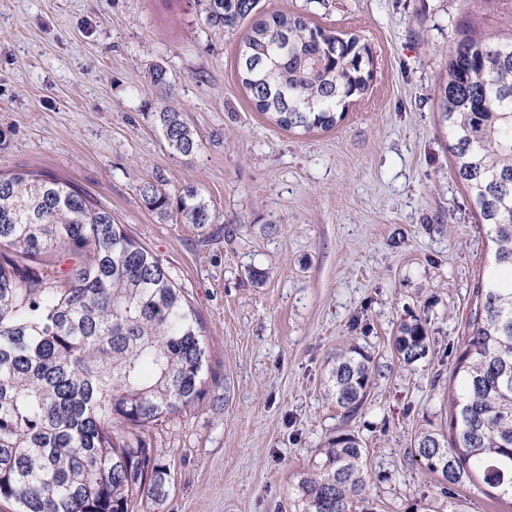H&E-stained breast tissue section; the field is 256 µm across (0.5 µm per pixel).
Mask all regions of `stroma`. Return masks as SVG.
I'll list each match as a JSON object with an SVG mask.
<instances>
[{"label":"stroma","instance_id":"35a3bbf8","mask_svg":"<svg viewBox=\"0 0 512 512\" xmlns=\"http://www.w3.org/2000/svg\"><path fill=\"white\" fill-rule=\"evenodd\" d=\"M205 4L0 0V172L69 181L110 210L202 322L210 384L147 429L170 480L138 512H283L294 476L344 428L368 450L371 512H441L449 498L410 449L449 419L493 244L454 176L435 89L461 28L512 36V0H259L258 15L299 13L372 50L368 95L306 133L254 109L237 77L245 29L210 27ZM170 101L200 142L191 156L154 122ZM147 182L173 200L195 185L211 224L149 208ZM416 319L430 349L407 366L393 338ZM353 341L388 370L346 423L325 380Z\"/></svg>","mask_w":512,"mask_h":512}]
</instances>
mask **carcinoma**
Here are the masks:
<instances>
[{
    "label": "carcinoma",
    "instance_id": "cac0c4a2",
    "mask_svg": "<svg viewBox=\"0 0 512 512\" xmlns=\"http://www.w3.org/2000/svg\"><path fill=\"white\" fill-rule=\"evenodd\" d=\"M258 0H206L213 28H234ZM254 108L285 130L330 129L370 88L373 56L302 15L253 22L237 57ZM456 178L489 226L493 260L476 291L469 336L456 352L450 434L418 433L411 456L441 477L444 494L467 483L512 499V40L472 30L449 53L436 89ZM168 146L199 148L183 113H155ZM141 196L165 212L147 182ZM180 219L212 223L189 185ZM0 500L16 512H134L164 497L170 470L146 440L150 426L194 404L208 370L201 319L161 260L112 212L68 181L39 172L0 174ZM65 257L58 277L43 267ZM407 365L425 358L419 320L394 338ZM327 396L342 420L364 409L383 365L348 343L327 358ZM129 424L116 431L112 420ZM367 449L349 430L324 441L292 485L289 512H369Z\"/></svg>",
    "mask_w": 512,
    "mask_h": 512
}]
</instances>
